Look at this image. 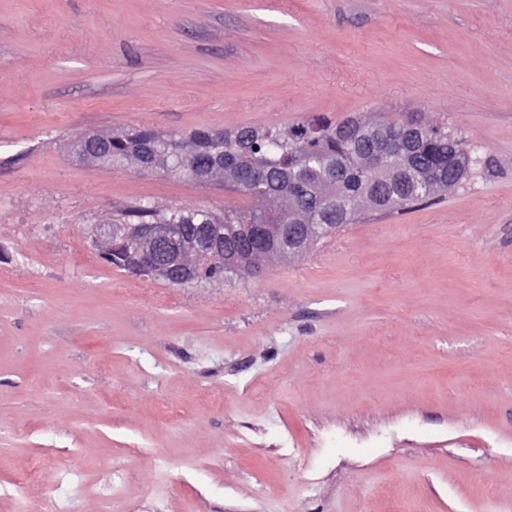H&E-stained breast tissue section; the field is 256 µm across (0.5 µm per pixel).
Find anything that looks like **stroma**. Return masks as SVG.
<instances>
[{"label":"stroma","mask_w":512,"mask_h":512,"mask_svg":"<svg viewBox=\"0 0 512 512\" xmlns=\"http://www.w3.org/2000/svg\"><path fill=\"white\" fill-rule=\"evenodd\" d=\"M376 108L462 133L454 191L246 284L91 245L229 196L84 133ZM0 512H512V0H0Z\"/></svg>","instance_id":"obj_1"}]
</instances>
